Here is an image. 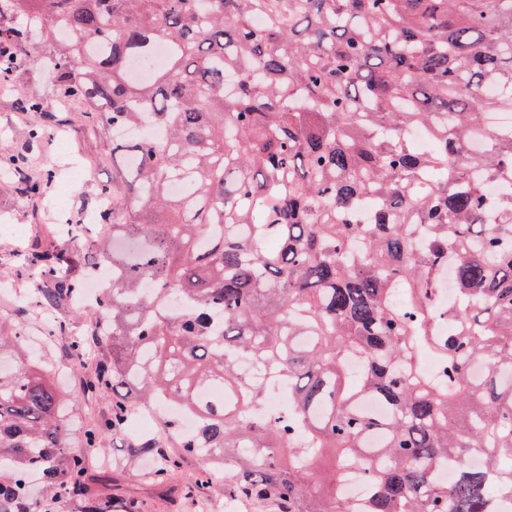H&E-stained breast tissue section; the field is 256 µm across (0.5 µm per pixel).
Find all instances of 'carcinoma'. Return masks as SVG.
<instances>
[{"instance_id":"cac0c4a2","label":"carcinoma","mask_w":512,"mask_h":512,"mask_svg":"<svg viewBox=\"0 0 512 512\" xmlns=\"http://www.w3.org/2000/svg\"><path fill=\"white\" fill-rule=\"evenodd\" d=\"M33 36L57 95L111 143L112 235L69 223L61 246L40 227L16 275H38L29 301L53 312L112 274L86 382L112 406L72 433L49 366L0 330V512H138L135 494L92 491L89 454L158 399L199 426L156 491L197 456L224 467L225 497L272 512H356L352 472L362 512L512 499V195L489 193L512 184V129L495 126L512 114V0H0V82ZM9 166L31 197L52 178ZM176 297L193 309L171 314ZM68 332L54 321L85 348ZM245 364L288 385L284 414Z\"/></svg>"}]
</instances>
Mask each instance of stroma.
<instances>
[{
    "instance_id": "1",
    "label": "stroma",
    "mask_w": 512,
    "mask_h": 512,
    "mask_svg": "<svg viewBox=\"0 0 512 512\" xmlns=\"http://www.w3.org/2000/svg\"><path fill=\"white\" fill-rule=\"evenodd\" d=\"M23 60V67L14 73L12 80L0 83V161L5 163L23 154L28 158L31 173L50 169L54 178L37 199L24 196L12 184L0 182V225L30 229L55 223L57 214L50 202L63 188L68 191L67 216L82 219L84 213L97 210L99 188L112 182V162L106 154L105 138L96 127L81 120L76 106L57 98L53 66L39 41L27 45ZM31 99L40 101L41 111L26 110L24 103ZM42 122L63 128L64 140L52 138L43 144L29 145L30 126ZM80 165L90 173L82 182L74 176ZM9 287V293L0 292V315L24 336L33 355L51 363L55 384L71 399L70 423L73 428H83L105 412L106 399L84 392L79 377L65 363L60 346L44 344L38 319L22 307L23 298L30 292L28 282L13 278ZM106 455L123 464L118 493L140 496L142 512H203L207 504L212 505L213 512H225L223 472H215L204 492L162 497L146 483L149 469L144 459H125L122 449L113 447L107 449Z\"/></svg>"
}]
</instances>
